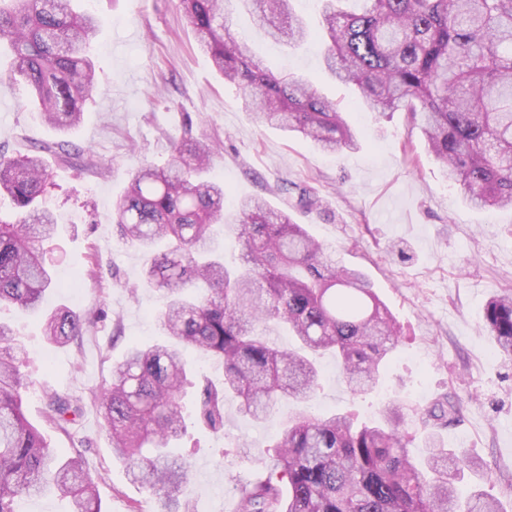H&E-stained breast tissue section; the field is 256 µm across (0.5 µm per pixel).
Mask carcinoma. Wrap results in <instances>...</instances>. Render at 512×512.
Segmentation results:
<instances>
[{"mask_svg":"<svg viewBox=\"0 0 512 512\" xmlns=\"http://www.w3.org/2000/svg\"><path fill=\"white\" fill-rule=\"evenodd\" d=\"M231 2L179 6L215 68L239 87L244 110L323 152L357 149V134L335 102L306 78L273 73L231 33ZM237 2L278 42L328 40L325 71L358 90L360 107L411 113L428 151L470 205L512 207V0H361L358 12L340 8L343 0H319L317 30L293 12L291 0ZM98 32L96 18L75 10L73 0H0V48L12 60L0 78L23 82L44 121L75 127L95 83L89 47ZM170 149L167 165L142 163L131 173L112 208L120 238L148 255L143 287L166 295L156 319L168 341L132 345L93 402L112 454L150 492L155 512H190L179 498L189 465L168 451L187 428L182 348L201 350L224 369L223 385H204L195 410L196 420L219 431L232 401L256 421L276 402H307L318 388L319 353L336 357L351 393L372 391L400 331L366 276L288 213L248 197L226 215L224 184L204 177L210 142L184 136ZM43 151L52 147L21 156L0 149V196L16 210L14 220L0 218V307L41 316L46 340L65 347L92 332L97 316L44 308L53 281L38 243L56 222L39 203L51 178ZM292 188L300 189V207H318L294 182L282 191ZM216 226L236 236L238 267L224 265ZM259 322L287 327L295 345L278 348L255 333ZM483 329L499 356L511 360V289L488 300ZM29 364L0 322V512H16L19 499L46 491L69 499L71 512H102L81 455L51 447L25 415ZM82 411L81 400L54 393L46 419L66 432ZM460 412L459 404L440 400L408 413L391 400L374 425L350 414L290 415L270 473L238 488V512H502L481 491L459 494L454 479L471 462L436 435L428 436L422 461L410 455L408 418L426 428Z\"/></svg>","mask_w":512,"mask_h":512,"instance_id":"cac0c4a2","label":"carcinoma"}]
</instances>
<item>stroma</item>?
<instances>
[{
  "label": "stroma",
  "instance_id": "1",
  "mask_svg": "<svg viewBox=\"0 0 512 512\" xmlns=\"http://www.w3.org/2000/svg\"><path fill=\"white\" fill-rule=\"evenodd\" d=\"M76 7L101 23L92 50L97 82L83 121L54 129L22 83L2 82L0 148L19 156L64 141L91 155L89 167L47 155L52 177L43 202L57 230L43 247L56 283L47 307L63 303L98 320L75 348L49 343L39 320L6 309L0 319L11 322L32 358L28 419L53 447L82 453L102 512H154L155 503L113 456L94 407H85L62 433L43 416L45 395L87 398L109 380L130 342L162 341L155 320L161 297L139 287L145 256L119 239L112 202L134 166H165L170 138L187 132L216 146L209 175L226 188L225 209L254 195L280 208L283 182L312 187L319 208H294L293 220L367 275L401 328L399 349L370 394L350 393L335 359L320 358L315 403L321 413L365 421L378 418L390 398L413 410L446 393L458 397L460 418L439 430L446 446L464 450L474 463L457 485L484 490L502 512H512V362L496 354L482 329L487 301L512 289V209L472 208L449 184L408 113L363 111L354 87L324 71L318 46L286 52L244 10L231 15L233 31L275 70L309 78L335 99L361 136L358 150L323 154L307 140L260 126L243 111L238 87L198 48L178 0H78ZM408 140L415 147L412 164L403 155ZM296 409L284 402L256 422L232 406L218 432L187 417V430L175 442L176 454L191 464L182 500L193 512H237V487L263 474L260 456ZM485 473L491 482L482 481Z\"/></svg>",
  "mask_w": 512,
  "mask_h": 512
}]
</instances>
